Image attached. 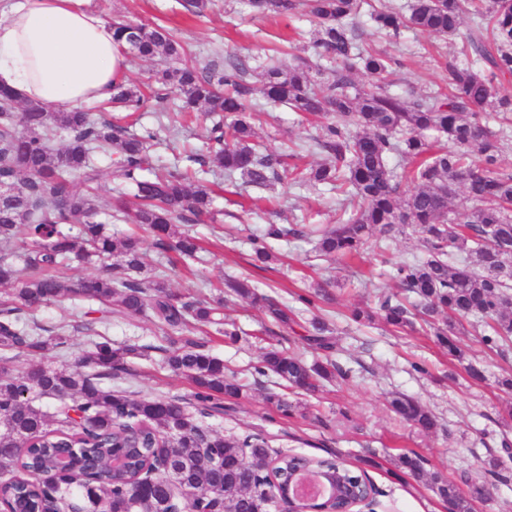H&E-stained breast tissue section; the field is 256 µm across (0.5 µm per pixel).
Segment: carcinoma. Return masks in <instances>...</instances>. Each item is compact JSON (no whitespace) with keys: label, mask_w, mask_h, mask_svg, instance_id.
Wrapping results in <instances>:
<instances>
[{"label":"carcinoma","mask_w":512,"mask_h":512,"mask_svg":"<svg viewBox=\"0 0 512 512\" xmlns=\"http://www.w3.org/2000/svg\"><path fill=\"white\" fill-rule=\"evenodd\" d=\"M258 15L290 16L305 11L316 23L315 56L328 66L301 57L269 63L256 74L260 88L247 82L248 67L228 57L224 65L199 67L185 59V49L160 26L114 22L113 37L123 51L159 60L157 88L151 97L177 100L175 115L203 110L224 114L207 130L205 150L188 155L197 168L153 163L152 132L138 134L85 111L51 112L34 101L22 102L12 89L0 87V284L18 283L11 300L0 305V350L42 355L67 345L65 332L50 338L19 325L18 312L35 311L71 294L134 318L149 309L155 320L177 339L163 349L170 368L195 386L193 399L204 409L218 408L217 397L240 396L244 385L225 372L224 360L204 345L183 336L195 324H214L215 308L206 301L173 294L159 274L143 273L145 256L134 235L105 230L93 196L75 189L79 177L93 189L100 177L94 155L109 160L112 180L133 190V207L119 201L118 216L149 229L162 250L175 248L193 258L195 238L176 231L212 214L207 176L220 170L230 181L267 189L282 180L284 155L270 153L255 128L265 112L253 102L260 92L269 103L286 104L306 115H330L314 138L322 162L293 166L288 175L299 186H321L344 196L336 223L320 230L318 257H355L367 247L382 250L404 226L424 234L426 255L396 265L399 287L414 294L417 304L397 293L380 290L374 305L355 306V323L377 320L400 331L421 322L431 329L448 355L462 360L456 336L463 321L483 322L485 346L501 356L512 347V171L497 169L501 138L488 127L490 114L512 119V95L496 82L512 78V0H413L400 15L377 9L371 0H247ZM369 15L373 25L397 36L404 29L461 39L462 58L445 59L448 92L402 95L375 84L358 87L361 74L382 77L397 60L384 52H363L348 20ZM481 23L462 30L464 16ZM149 97V98H151ZM120 82L110 103L137 112L149 101ZM23 103L17 129L14 105ZM436 133V141L428 132ZM65 138L51 147L55 136ZM463 209V221L448 219L451 204ZM300 229L270 224L250 239L255 260H277L266 239L299 235ZM101 263V271L71 285L54 274L64 264ZM231 294L266 310L287 325L288 305L261 294L247 278L225 283ZM326 321H310L308 340L324 353L334 350ZM136 354L129 346L96 342L73 367L33 363L10 374L0 366V495L12 512H39L46 490L23 481L30 463L50 464L67 453L92 479L78 480L60 492L68 501H82L90 512H169L175 493L185 507L211 512H257L274 485L288 493V479L297 467L355 473L341 461L285 455L268 461V445L259 435L243 441L206 434L193 424L180 399H134L112 390L104 380L127 369ZM255 370L271 373L291 390L316 393L324 383L346 379L348 369L331 359L308 364L272 347ZM56 403L50 428L37 402ZM267 400L284 414L306 416L305 408L278 394ZM391 409L403 421L430 433L437 429L433 413L419 401L398 393ZM123 459L117 472L112 456ZM403 470L436 491L450 512H473L485 496L486 484L463 492L441 472L428 470L416 456L394 459Z\"/></svg>","instance_id":"obj_1"}]
</instances>
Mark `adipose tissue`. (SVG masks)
I'll use <instances>...</instances> for the list:
<instances>
[{
    "instance_id": "1",
    "label": "adipose tissue",
    "mask_w": 512,
    "mask_h": 512,
    "mask_svg": "<svg viewBox=\"0 0 512 512\" xmlns=\"http://www.w3.org/2000/svg\"><path fill=\"white\" fill-rule=\"evenodd\" d=\"M126 70L111 24L86 0H5L0 7V86L72 110L109 99Z\"/></svg>"
}]
</instances>
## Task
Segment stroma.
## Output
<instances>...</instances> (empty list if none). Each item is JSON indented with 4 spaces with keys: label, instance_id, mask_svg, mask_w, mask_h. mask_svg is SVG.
<instances>
[{
    "label": "stroma",
    "instance_id": "obj_1",
    "mask_svg": "<svg viewBox=\"0 0 512 512\" xmlns=\"http://www.w3.org/2000/svg\"><path fill=\"white\" fill-rule=\"evenodd\" d=\"M87 6L107 22L120 19L166 27L189 46L201 66L214 56L234 55L257 67L287 41L292 44V55L306 57L312 52L314 27L307 19L256 17L246 0H210L200 16L186 12L179 0H88ZM359 33L363 47L386 50L398 59V67L386 79L391 91L421 94L447 88L448 73L432 57L439 37L406 30L387 40L379 37L367 20L361 21ZM268 112L259 134L273 152L311 142L320 131L319 119L301 116L288 107L272 106ZM214 182L216 221L188 227L201 246L199 261L187 263L175 252L158 249L147 234L142 237V249L147 263L163 270L178 294L208 298L225 278L242 276L260 293L287 302L298 320L297 327L273 324L257 308L234 301L220 310L219 317L240 328L239 341L224 338L212 326L192 333L223 359L227 372L247 384V392L239 398L221 397V414H201L191 400L192 384L167 366L163 349L169 338L151 315L106 318L102 305L71 297L20 314L21 323H35L53 332L63 330L69 337L68 348L48 353L43 364L73 365L99 336L118 346L137 347L138 354L130 358L126 373L113 379V389L136 399L186 400L194 424L234 440L261 434L275 454L340 458L376 485V512H448L447 504L431 490L395 470L393 459L402 453L419 455L426 468L441 470L463 488L486 480L484 461L488 455L500 457L512 469V454L501 449L502 438L512 439V418L505 412L512 393L496 383L497 378L512 374V353L500 357L470 329L457 338L465 352L460 362L448 356L435 337L397 335L384 325L361 326L346 318L351 306L372 302L376 285L388 283L394 264L423 256L420 230L406 227L394 234L386 251L369 249L357 259L332 264L315 261L314 238L271 239L267 245L278 260L264 267L253 260L248 234H262L270 224L335 223L333 193L284 180L265 193L267 201L256 209L251 200L262 194L258 188L227 183L220 173ZM314 280L330 284L332 300L316 313L332 325L338 347L335 358L350 375L325 384L317 396L306 398L305 416L287 417L266 399L268 392L277 388L276 377L257 375L255 368L272 345L306 361L314 360L313 351L302 339V324L316 313L296 298ZM90 318L97 321L91 332L81 327ZM468 361L481 364L486 381L476 383L467 376L464 364ZM451 370L457 374L456 381H443V374ZM395 392L414 396L429 407L440 420L439 428L427 435L400 422L388 408Z\"/></svg>",
    "mask_w": 512,
    "mask_h": 512
}]
</instances>
